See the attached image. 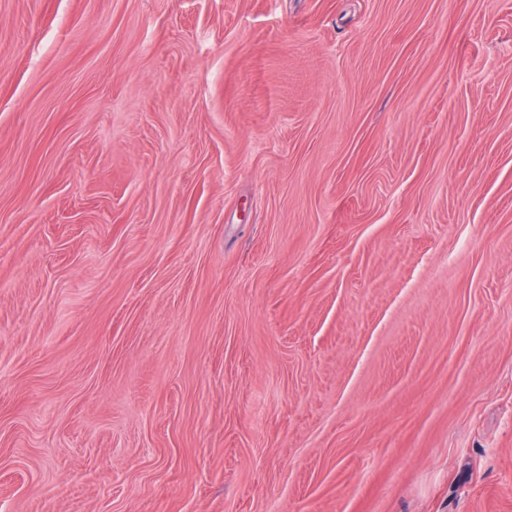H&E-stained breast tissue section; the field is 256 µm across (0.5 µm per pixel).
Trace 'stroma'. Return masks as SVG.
Here are the masks:
<instances>
[{
	"label": "stroma",
	"instance_id": "35a3bbf8",
	"mask_svg": "<svg viewBox=\"0 0 512 512\" xmlns=\"http://www.w3.org/2000/svg\"><path fill=\"white\" fill-rule=\"evenodd\" d=\"M0 512H512V0H0Z\"/></svg>",
	"mask_w": 512,
	"mask_h": 512
}]
</instances>
